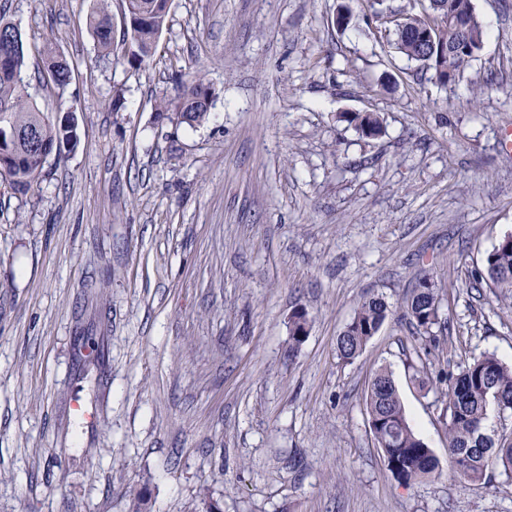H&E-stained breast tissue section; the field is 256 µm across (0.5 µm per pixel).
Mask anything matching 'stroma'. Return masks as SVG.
I'll return each instance as SVG.
<instances>
[{"instance_id":"obj_1","label":"stroma","mask_w":512,"mask_h":512,"mask_svg":"<svg viewBox=\"0 0 512 512\" xmlns=\"http://www.w3.org/2000/svg\"><path fill=\"white\" fill-rule=\"evenodd\" d=\"M93 3L0 0L26 94L74 111L79 137L28 193L0 182V512H129L140 493L194 512L203 489L222 512H512L511 478L448 469L441 379L483 352L512 365V299L471 285L512 233V0H473L483 45L446 86L393 48L374 0H171L142 64L121 0L98 52ZM47 43L65 88L41 78ZM197 76L215 91L204 124L158 113ZM426 273L444 327L429 344L405 314ZM371 294L394 313L342 364ZM383 363L435 478L404 486L384 464L365 411ZM345 121L354 126L366 137H378L383 133L380 118L371 112H350L345 114Z\"/></svg>"}]
</instances>
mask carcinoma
I'll return each instance as SVG.
<instances>
[{
	"mask_svg": "<svg viewBox=\"0 0 512 512\" xmlns=\"http://www.w3.org/2000/svg\"><path fill=\"white\" fill-rule=\"evenodd\" d=\"M123 16L139 22L127 26L125 35L131 40L130 56L142 63L154 53L161 35L160 24L169 15L168 0H122ZM429 13L442 22L436 39L419 42L413 33L393 29V45L398 52L418 66L438 76L441 84L451 83L464 69L469 58L456 52L453 44L464 41L479 48L484 31L476 19L472 0H429ZM462 18L468 26L461 32L445 22L447 17ZM86 26L97 43L98 51L112 52V17L108 0H96L86 17ZM13 25L0 17V54L10 58L9 69L0 71V179L19 193L29 192L38 182L44 161L30 146L28 137L35 134L51 148L69 152L79 143L77 128L71 120L53 118L42 112L24 94L19 78L25 66L24 47L15 46L11 36ZM45 79L60 88L71 79V67L54 47L43 50ZM214 90L197 77L180 86L174 100H162L159 112H174L180 122L190 127L204 123L210 110ZM345 121L366 137L383 133L380 118L371 112H350ZM475 285L489 288L497 297L512 298V233L504 235L487 252L482 267L477 269ZM407 315L416 332L433 338V328L440 324L439 300L434 282L424 275L406 304ZM393 314L384 298L369 297L361 302L350 322L336 338V353L343 363H352ZM291 321L292 340L300 346L308 333L305 310L294 313ZM446 416L448 422V463L461 478L476 484L491 481L498 472L512 477V433L488 431L492 418L506 420L512 414V365L491 353L474 356L449 372L446 377ZM370 431L382 452L387 470L402 485H411L429 478L439 470V459L428 443L413 429L401 401L392 371L378 368L368 385L365 398Z\"/></svg>",
	"mask_w": 512,
	"mask_h": 512,
	"instance_id": "obj_1",
	"label": "carcinoma"
}]
</instances>
